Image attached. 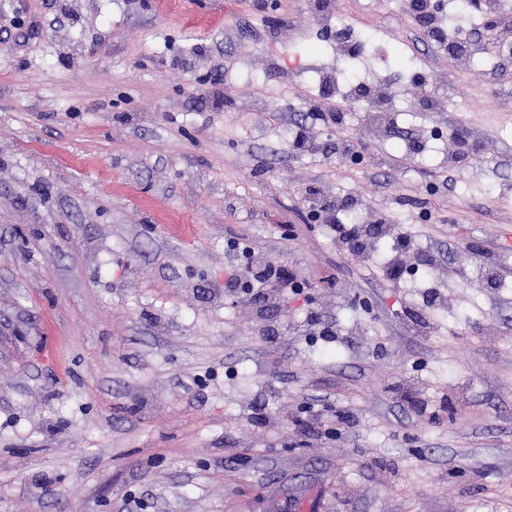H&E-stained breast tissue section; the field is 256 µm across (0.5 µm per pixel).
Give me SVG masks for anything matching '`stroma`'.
<instances>
[{
  "label": "stroma",
  "instance_id": "obj_1",
  "mask_svg": "<svg viewBox=\"0 0 512 512\" xmlns=\"http://www.w3.org/2000/svg\"><path fill=\"white\" fill-rule=\"evenodd\" d=\"M502 10L463 76L403 0H0V512H512ZM317 69L392 82L391 132ZM234 237L303 294L225 295ZM316 217H321L323 213V218L330 221L329 227L330 229L339 235L340 238H345L349 241H355L356 243H360L362 237L364 236V230L357 225H351V227H347L346 224H340L336 215H334L331 211H327L322 209L321 211H315Z\"/></svg>",
  "mask_w": 512,
  "mask_h": 512
}]
</instances>
